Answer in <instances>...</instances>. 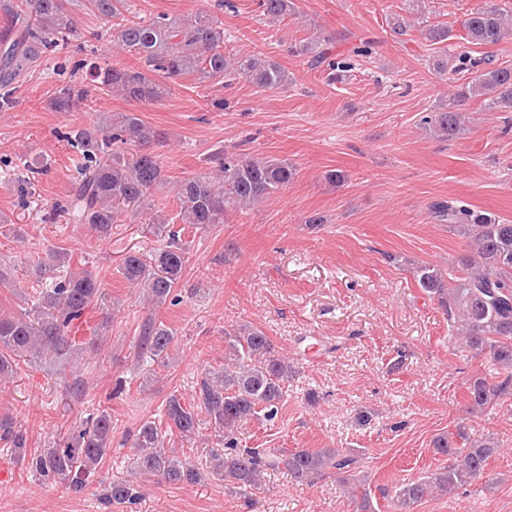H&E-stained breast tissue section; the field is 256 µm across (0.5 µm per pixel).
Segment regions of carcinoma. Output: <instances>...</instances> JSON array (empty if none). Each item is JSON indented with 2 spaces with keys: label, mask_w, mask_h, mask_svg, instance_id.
I'll return each mask as SVG.
<instances>
[{
  "label": "carcinoma",
  "mask_w": 512,
  "mask_h": 512,
  "mask_svg": "<svg viewBox=\"0 0 512 512\" xmlns=\"http://www.w3.org/2000/svg\"><path fill=\"white\" fill-rule=\"evenodd\" d=\"M69 0H0L7 33L0 35V110H9L12 85L44 56L67 50L76 26ZM86 8L110 23L105 32L111 48L135 57L141 67L130 69L111 65H88L87 77L59 86L50 101L55 112H72L87 98L86 81L96 88L117 90L133 101L156 102L166 98L178 80L195 75L200 80H220L230 75L245 77L260 91H274L288 85L282 66L253 56L224 55V28L211 15L173 18L159 14L140 15L133 0H86ZM261 15L284 18L295 10L294 0H258ZM421 35L436 47L428 64L442 77L463 70L474 77L462 87L459 97L474 94L484 98L486 109L512 104V67L496 65L486 57L473 58L468 51L448 53V27L425 25ZM512 36L496 7H480L470 14L465 43L492 47ZM295 53L310 58L314 67L326 66L330 79L340 81L352 62L329 59V52L317 39L299 45ZM158 72L164 81L147 76ZM431 135L449 140L461 133V113L450 103L421 118ZM63 137L81 149L84 163L70 207L64 209L71 224H88L101 237L127 212L133 217L148 215L154 235L165 240L152 266L139 256L128 254L120 265L123 277L143 289L142 299L153 307L177 301L173 296L187 265L186 248L170 221L149 200L150 191L166 178L158 161L144 153L126 157L113 144L145 146L163 137V132L145 124L136 114L123 113L103 118L93 127L73 129ZM214 166L177 185L181 223L196 229L224 223L227 211L242 209L277 193L290 184L295 167L278 158H254L243 153L218 151L211 155ZM435 221L448 231L469 240L474 254L465 255L443 274L438 266L419 262L413 277L424 294L435 300L448 315L452 351L484 356L491 363L486 374L467 383L466 412L473 414L500 400L512 399V223L476 209L460 199L436 201L429 206ZM69 255H52L63 270L50 288L37 291L30 307L20 314L0 317V380L14 374L18 362L68 361L82 350L71 335L75 322L83 319L92 303L105 293L90 271L65 268ZM139 355L164 366L168 363L173 332L163 322L149 319L139 330ZM224 365L205 373L196 397L190 403L176 394L164 405V419L143 421L132 439L135 468L142 475L156 476L170 484H195L202 474L187 458L165 446L167 437L177 435L191 443L199 432V414L208 416L216 445L224 452L211 453L213 473L234 489L254 487L264 473L284 469L298 484H312L323 477L338 476L348 494L357 501V512H374L367 475L360 470L354 448H240L242 430L252 421L274 420L284 403L285 384L292 370L288 359L276 350L260 329L243 327L225 337ZM27 431L9 416L0 417V444L28 457L32 473L44 480H61L79 492L96 470L112 444V417L101 411L89 417L81 428L53 442L49 448L26 453ZM434 452L448 464L417 480L396 487L394 512H412L430 491L448 494L486 475L489 460L499 448L489 440L474 439L457 429L455 438L440 435L433 440ZM105 504L133 509L140 497V485L133 480H114L102 493Z\"/></svg>",
  "instance_id": "cac0c4a2"
}]
</instances>
